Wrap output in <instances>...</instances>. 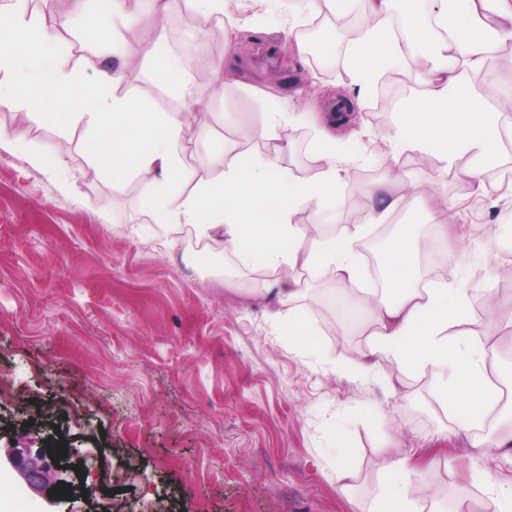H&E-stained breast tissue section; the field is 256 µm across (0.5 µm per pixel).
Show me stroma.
<instances>
[{
  "label": "stroma",
  "mask_w": 512,
  "mask_h": 512,
  "mask_svg": "<svg viewBox=\"0 0 512 512\" xmlns=\"http://www.w3.org/2000/svg\"><path fill=\"white\" fill-rule=\"evenodd\" d=\"M72 5L62 0L52 16L63 67L88 87L100 69L121 71V92L151 111L184 113L183 162L202 180L222 179L224 152L247 148L262 160L285 141L283 165L321 175L315 114L358 102L357 122L337 132L351 161L331 197L301 209L303 223L330 238L354 211L353 193L399 175L407 188L392 220L364 224L362 243L381 253L393 238L414 240L422 284L464 289L463 330L512 386V141L484 170L481 193L468 155L425 168L421 152L393 153L389 136L421 93L418 80L394 85L379 74L358 88L352 43L315 27L312 15L289 21L287 0H224L219 20L125 0L140 33L127 42L115 22L117 54L85 28L96 0ZM160 30L180 59L182 90L157 86L144 58ZM219 58L217 74L208 62ZM274 108L281 119L272 129ZM85 139L84 126L0 108V489L18 512H371L396 447L428 476L406 489L421 512H497L512 462L472 441L488 426L512 430V420L462 427L432 369L356 366L371 329L343 311L373 291L366 257L347 292L323 273L303 275L292 310L311 330L306 346L266 314L269 289L282 284L277 270L193 247L191 225L156 224L139 178L113 182L89 163ZM52 153L66 161L67 179L33 164ZM443 210L460 233L438 274L424 246ZM60 444L61 496L29 484L12 463L23 449ZM344 466L353 475L342 480Z\"/></svg>",
  "instance_id": "obj_1"
}]
</instances>
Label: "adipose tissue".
Masks as SVG:
<instances>
[{"label":"adipose tissue","instance_id":"ef3b65f1","mask_svg":"<svg viewBox=\"0 0 512 512\" xmlns=\"http://www.w3.org/2000/svg\"><path fill=\"white\" fill-rule=\"evenodd\" d=\"M366 2V28L353 53L356 81H367L409 54H420L422 60L424 91L411 105L410 122L391 134L393 150L412 147L444 157L471 155L475 164L469 174L480 180L484 166L497 159L500 130L512 125V109L489 108L474 97L469 111H461L464 75L491 67L498 46L512 40V0H439L435 25L417 27L403 42L393 28V0ZM0 29L10 34L9 41L0 45V106H30L37 95L53 96L54 107L38 112V119L91 128L93 135L85 144L89 159L109 172L113 181L143 177L146 202L157 223L194 225L208 244H230L239 255L284 271L287 285L275 289L278 306L270 317L286 321L290 335L305 333L301 317L283 313L299 295L302 272H332L342 290L356 283L357 233L343 226L338 238L311 240L294 220L302 206L335 191L345 160L335 140H323L318 147L327 162L318 182L281 167L282 156L290 150L286 143L260 165L243 153L225 154L223 180L199 182L184 169L180 156L182 113L152 112L134 97L119 94L123 75L118 71H101L95 88L76 90L60 65L53 38L27 14L23 0H15ZM441 29L446 38L438 37ZM145 57L153 65L157 85L178 86L181 64L170 53L165 33H158L146 46ZM187 185L192 191L186 195L182 189ZM383 264L391 290L368 312L375 329L371 342L359 353L362 368L407 362L429 366L442 377V401L463 424L477 422L487 404V381L472 344L460 331L469 319L461 289L417 286L415 252L401 239L393 242ZM415 475L405 456L394 454L381 481L375 512H416L402 494Z\"/></svg>","mask_w":512,"mask_h":512}]
</instances>
